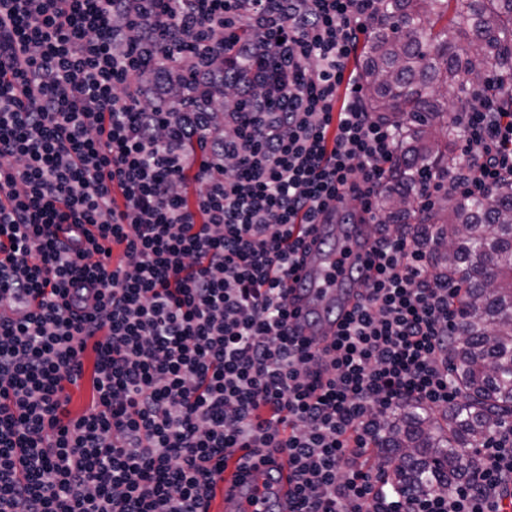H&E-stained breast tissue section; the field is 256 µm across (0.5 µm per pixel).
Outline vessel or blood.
I'll use <instances>...</instances> for the list:
<instances>
[{
  "label": "vessel or blood",
  "instance_id": "b4317fda",
  "mask_svg": "<svg viewBox=\"0 0 512 512\" xmlns=\"http://www.w3.org/2000/svg\"><path fill=\"white\" fill-rule=\"evenodd\" d=\"M367 234L363 225L352 226L341 236L335 225L316 227V242L290 295L301 332L316 348L331 344L339 322L352 308L357 288L355 273L369 258ZM272 470L278 475L274 500H255L256 488L266 483ZM288 490V462L284 457H276L270 466L257 464L240 475L229 468L210 512H288Z\"/></svg>",
  "mask_w": 512,
  "mask_h": 512
}]
</instances>
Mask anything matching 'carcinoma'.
Returning <instances> with one entry per match:
<instances>
[{
	"mask_svg": "<svg viewBox=\"0 0 512 512\" xmlns=\"http://www.w3.org/2000/svg\"><path fill=\"white\" fill-rule=\"evenodd\" d=\"M362 57L367 109L401 134L380 211L415 225L427 246L448 240L449 249H431L435 268L448 287L467 289L464 325L448 352L460 403L438 413L403 408L379 441L401 490L417 494L469 475L472 451L512 420V179L482 195L448 189L423 211L412 178L455 166L458 116L469 106L465 81L492 88L512 80V0H379ZM440 87L452 91L455 111Z\"/></svg>",
	"mask_w": 512,
	"mask_h": 512,
	"instance_id": "carcinoma-1",
	"label": "carcinoma"
}]
</instances>
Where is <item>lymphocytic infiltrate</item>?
<instances>
[{
	"mask_svg": "<svg viewBox=\"0 0 512 512\" xmlns=\"http://www.w3.org/2000/svg\"><path fill=\"white\" fill-rule=\"evenodd\" d=\"M376 3L0 0V512H209L227 467L279 452L291 512H506L507 424L441 492L366 470L396 411L459 401L461 291L385 232L398 133L348 67ZM187 72L215 110L183 101ZM469 95L461 195L512 173V113ZM336 203L378 232L320 355L288 291ZM87 366L89 368L87 369ZM86 367V375L85 377L79 381V389L76 390L73 386H68V390L72 395L71 403L69 405V409L72 415H79L84 412L91 403V388H90V370L91 364L90 362L85 363Z\"/></svg>",
	"mask_w": 512,
	"mask_h": 512,
	"instance_id": "lymphocytic-infiltrate-1",
	"label": "lymphocytic infiltrate"
}]
</instances>
